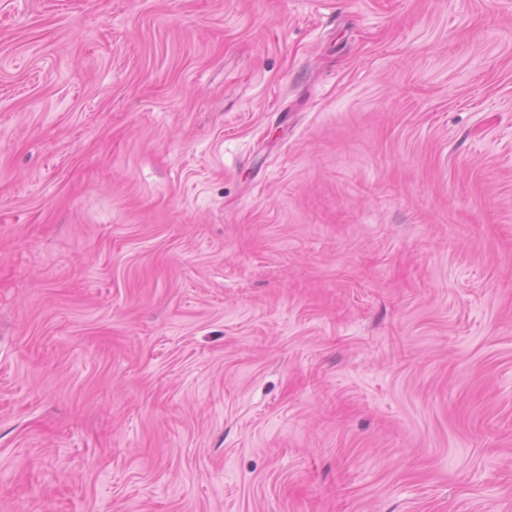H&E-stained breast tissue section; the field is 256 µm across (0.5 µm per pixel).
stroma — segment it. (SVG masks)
Segmentation results:
<instances>
[{"instance_id":"35a3bbf8","label":"stroma","mask_w":512,"mask_h":512,"mask_svg":"<svg viewBox=\"0 0 512 512\" xmlns=\"http://www.w3.org/2000/svg\"><path fill=\"white\" fill-rule=\"evenodd\" d=\"M0 512H512V0H0Z\"/></svg>"}]
</instances>
